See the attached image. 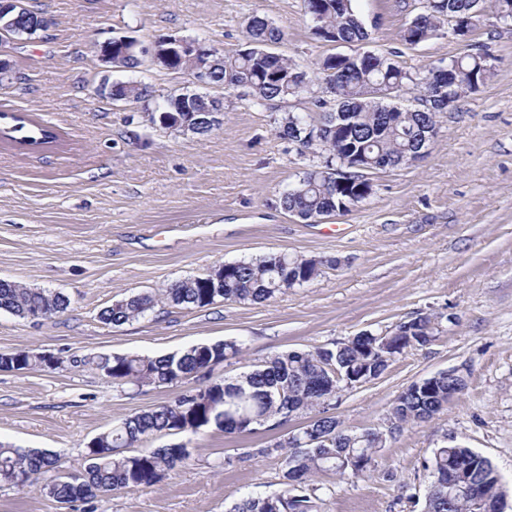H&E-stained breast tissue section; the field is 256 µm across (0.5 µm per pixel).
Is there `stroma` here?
I'll return each instance as SVG.
<instances>
[{
  "label": "stroma",
  "mask_w": 512,
  "mask_h": 512,
  "mask_svg": "<svg viewBox=\"0 0 512 512\" xmlns=\"http://www.w3.org/2000/svg\"><path fill=\"white\" fill-rule=\"evenodd\" d=\"M25 2L49 25L38 41L7 45L13 71L0 85V112L25 114L59 141L36 150L0 144V279L65 294L70 305L39 321L0 310V352L26 349L68 365L0 372V440L57 453L63 472L78 474L93 437L193 385L122 394L89 365L95 355L159 356L240 341L243 355L211 374L233 378L277 352L333 349L436 313L431 344L398 355L370 382L342 388L330 413L353 433L383 430L414 381L457 368L465 390L434 418L387 437L370 474L315 477L319 512H422L423 464L447 441L490 459L512 512V22L486 15L467 36L447 28L411 48L400 32L421 0H356L369 33L362 50L416 73L485 46L492 71L441 114L423 158L368 172L364 202L306 224L282 208L280 195L308 162L275 126L282 112L314 111V95L258 107L228 92L219 128L183 135L96 93L106 77L141 80L159 94L190 85L167 70L109 71L98 43L128 36L148 46L176 34L232 54L245 47V21L256 11L284 30L280 52L314 68L334 47L312 35L303 0ZM271 252L323 265L310 282L263 303L161 304L118 327L100 319L132 294ZM305 423L189 435L190 464L156 486L91 505L1 482L0 512H230L242 499L280 490L281 458L263 449Z\"/></svg>",
  "instance_id": "obj_1"
}]
</instances>
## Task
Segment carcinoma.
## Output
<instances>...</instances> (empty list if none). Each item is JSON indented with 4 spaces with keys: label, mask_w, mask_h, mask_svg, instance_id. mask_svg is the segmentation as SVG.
I'll return each mask as SVG.
<instances>
[{
    "label": "carcinoma",
    "mask_w": 512,
    "mask_h": 512,
    "mask_svg": "<svg viewBox=\"0 0 512 512\" xmlns=\"http://www.w3.org/2000/svg\"><path fill=\"white\" fill-rule=\"evenodd\" d=\"M314 34L333 33V42L360 44L369 38L355 0H304ZM473 0H422V9L404 24L402 41L409 46L425 42L453 23L457 35H466L475 21ZM247 46L232 56L218 51L207 55L177 56L162 67L175 73L207 71L209 85L238 90L255 106L286 103L301 94L321 90L315 99L320 112H285L277 120L279 138L301 146L299 155L312 157L297 183L285 189L282 207L305 223H318L336 214V173L360 199L372 192L367 172L396 167L411 161L422 148L423 136L438 127L439 115L448 111V95L474 92L491 73L479 53L450 60L455 84L441 85V76L430 67L421 77L404 70L394 59L368 51L345 57L329 54L310 71L289 57L271 51L285 39L284 31L267 16L252 14L247 21ZM145 61L137 41L113 45L112 67L134 70ZM112 100L134 103L150 113L151 122L168 130L160 120L185 115L176 95L156 101L153 88L142 82H114ZM408 94L425 104L404 108L392 101ZM6 139L22 148L35 149L58 141L52 130L22 117L15 118ZM323 261L270 253L261 257L220 264L208 272L170 283L154 292L138 293L112 303L100 319L121 326L147 315L160 303L203 308L218 302L268 301L277 294L314 279ZM69 305L60 292L28 288L0 281V310L21 319H47ZM438 317L422 314L402 322L389 334L388 358L373 357L381 343L371 336L349 341L334 350H289L275 353L262 363L231 379L210 380L214 367L241 352L235 341L192 345L184 350L151 357L139 354L101 355L90 359L112 379L122 393L126 386L176 384L194 377L197 384L176 399L130 415L87 445L89 464L80 474L60 473L59 457L49 451L25 450L0 442V482L38 486L60 503H90L118 490L153 487L192 461L188 443L170 442L156 448L141 444L155 438L183 433L197 434L211 426L226 434L250 432L263 423L277 429L294 417L310 415L308 427L269 444L261 453L283 455L282 488L265 498H246L232 512H315L319 488L306 482L322 473L364 476L375 467L382 443L367 432L351 434L340 421L327 415L336 390L345 385L346 372L385 371L408 349L425 347L435 340ZM64 360L29 350L13 351L0 358L1 372L48 368ZM466 379L439 372L410 384L396 398L391 417L402 425L427 421L448 404V395L464 390ZM320 432L328 436L317 447L300 448L297 442ZM466 463L470 481L483 488L493 502L505 499L501 478L492 462L463 445H443L424 465L428 485L423 512H472L468 500L448 489V472Z\"/></svg>",
    "instance_id": "obj_1"
}]
</instances>
